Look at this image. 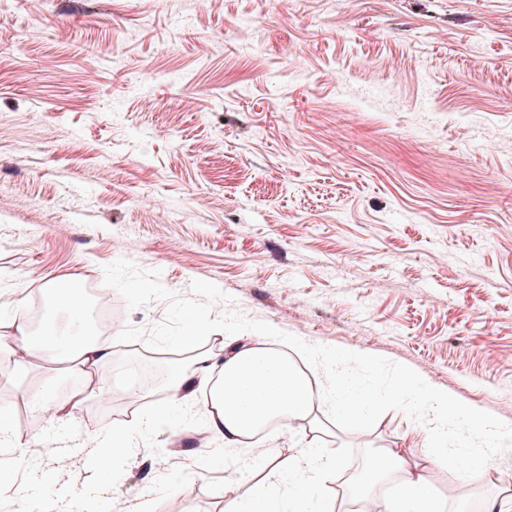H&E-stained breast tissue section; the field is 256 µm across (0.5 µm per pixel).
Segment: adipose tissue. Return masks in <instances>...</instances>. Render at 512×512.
<instances>
[{
    "instance_id": "adipose-tissue-1",
    "label": "adipose tissue",
    "mask_w": 512,
    "mask_h": 512,
    "mask_svg": "<svg viewBox=\"0 0 512 512\" xmlns=\"http://www.w3.org/2000/svg\"><path fill=\"white\" fill-rule=\"evenodd\" d=\"M14 330L31 354L74 359L89 374L112 357L110 343L86 333L62 338L51 321L36 334L24 324L15 325ZM195 364L192 372L173 373L168 389L174 394L186 393L195 385L206 390L207 429L226 448L243 446L268 422L285 424L312 415L314 394L304 372L261 341L233 340L225 344L219 373H212L209 356L198 355ZM274 470L293 479L283 497L262 489L243 497L229 483L225 486L224 512H324L319 488L334 473L335 465L321 460L318 449H304L298 462L276 461ZM391 472L402 474L403 490L383 502V512H426L431 493L425 469L397 449H380L357 482L361 487L371 488Z\"/></svg>"
}]
</instances>
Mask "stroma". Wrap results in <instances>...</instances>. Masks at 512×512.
<instances>
[{
  "instance_id": "obj_1",
  "label": "stroma",
  "mask_w": 512,
  "mask_h": 512,
  "mask_svg": "<svg viewBox=\"0 0 512 512\" xmlns=\"http://www.w3.org/2000/svg\"><path fill=\"white\" fill-rule=\"evenodd\" d=\"M0 22V323L125 258L180 299L215 283L232 301L213 315L383 356L512 424V0H0ZM112 302L116 334L168 307ZM112 351L94 378L111 402L90 394L53 423L30 395L52 370L59 398L82 378L51 359L21 377L25 349L0 351L13 441H38L53 473L0 472V512L33 493L222 512L219 463L237 453L207 432L204 391L143 431L166 362L142 339ZM315 406L336 461L323 493L352 512L367 445ZM116 423L133 456L93 468L85 441ZM410 425L389 411L364 435L420 462ZM311 438L302 422L250 445L237 494L284 493L269 463ZM427 476L437 512H483L512 487V451L475 483Z\"/></svg>"
}]
</instances>
